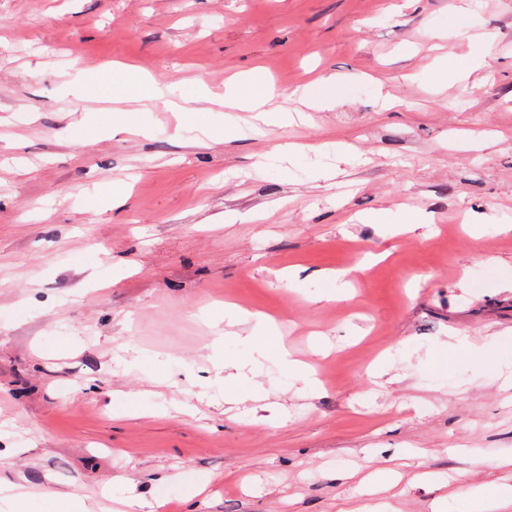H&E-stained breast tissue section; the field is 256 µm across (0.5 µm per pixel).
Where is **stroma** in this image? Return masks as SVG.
<instances>
[{
	"instance_id": "obj_1",
	"label": "stroma",
	"mask_w": 512,
	"mask_h": 512,
	"mask_svg": "<svg viewBox=\"0 0 512 512\" xmlns=\"http://www.w3.org/2000/svg\"><path fill=\"white\" fill-rule=\"evenodd\" d=\"M478 35L467 83L434 84ZM116 62L217 93L258 69L277 110L206 138L88 94ZM329 76L344 98L280 121ZM506 214L512 0H0V487L92 512H465L467 485L512 486V363L489 359L512 342ZM48 503L53 512H87L83 498L75 493L48 494L44 500Z\"/></svg>"
}]
</instances>
